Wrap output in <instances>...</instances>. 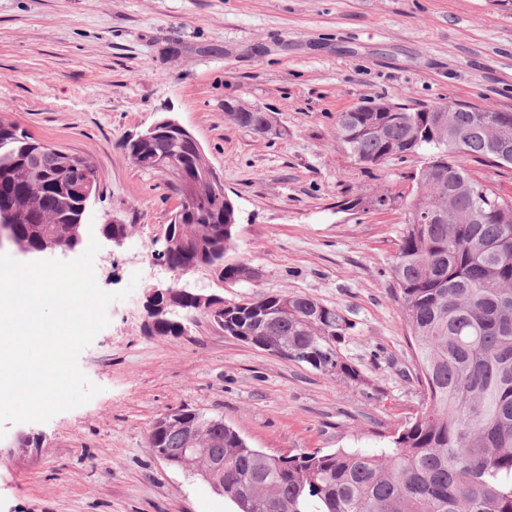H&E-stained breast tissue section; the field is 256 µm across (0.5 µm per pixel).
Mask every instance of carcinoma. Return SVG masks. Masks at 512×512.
I'll list each match as a JSON object with an SVG mask.
<instances>
[{"label":"carcinoma","instance_id":"carcinoma-1","mask_svg":"<svg viewBox=\"0 0 512 512\" xmlns=\"http://www.w3.org/2000/svg\"><path fill=\"white\" fill-rule=\"evenodd\" d=\"M238 125L255 130L270 119L258 108L229 107ZM0 118V213L13 215L12 231L29 248L66 244L81 231L79 199L70 191L78 166L95 168L75 153L42 154L40 141ZM339 146L364 167L391 155L427 153L410 179L408 219L391 272L411 338L418 414L389 450L339 449L293 455L251 448L231 427L211 428L199 411L193 469L224 453V498L237 512H512V197L484 188L469 175L471 160L512 165V112L474 105L438 104L416 112L400 104L367 101L336 120ZM150 156L176 157L168 165L177 183L202 179L205 161L173 135L144 148ZM432 215V221L425 216ZM175 235H191L219 267L224 280L243 281L251 267L224 263L236 233L232 199H202ZM182 268L198 255L172 249ZM248 338L260 331L276 341L259 349L305 364L325 375L360 380L342 355L354 329L339 310L304 295L259 293L227 310L225 330ZM150 447L172 456L180 432L152 427Z\"/></svg>","mask_w":512,"mask_h":512}]
</instances>
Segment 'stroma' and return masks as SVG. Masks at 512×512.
Returning a JSON list of instances; mask_svg holds the SVG:
<instances>
[{
  "label": "stroma",
  "instance_id": "35a3bbf8",
  "mask_svg": "<svg viewBox=\"0 0 512 512\" xmlns=\"http://www.w3.org/2000/svg\"><path fill=\"white\" fill-rule=\"evenodd\" d=\"M374 99L512 112V0H0V117L93 161L99 187L84 239L102 241L99 286L118 293L109 324L78 365L98 394L47 422L36 455L0 454V512H233L223 496L149 448L162 414L189 407L223 418L269 454L377 452L414 419L422 394L391 266L405 209L343 211L352 196L409 192L421 160L363 169L336 142V117ZM269 112L274 131L235 124L224 107ZM172 118L197 139L238 208L226 262L182 286L225 300L300 294L354 329L341 346L362 375L340 380L224 334L204 312L178 337L147 331L152 262L180 198L170 172L132 164L121 140Z\"/></svg>",
  "mask_w": 512,
  "mask_h": 512
}]
</instances>
